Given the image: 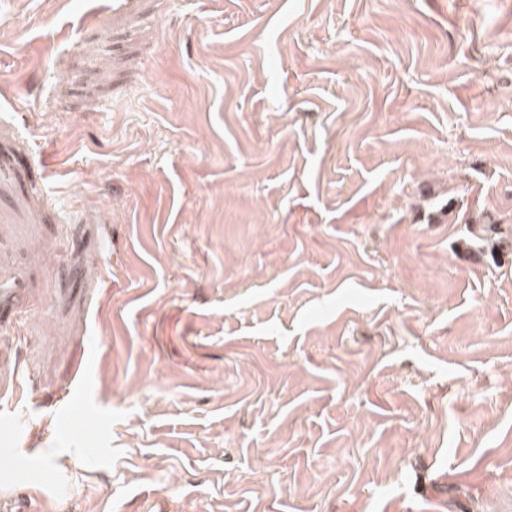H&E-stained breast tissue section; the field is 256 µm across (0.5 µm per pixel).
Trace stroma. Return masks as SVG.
<instances>
[{
    "mask_svg": "<svg viewBox=\"0 0 512 512\" xmlns=\"http://www.w3.org/2000/svg\"><path fill=\"white\" fill-rule=\"evenodd\" d=\"M488 214L512 0H0V500L512 512Z\"/></svg>",
    "mask_w": 512,
    "mask_h": 512,
    "instance_id": "35a3bbf8",
    "label": "stroma"
}]
</instances>
